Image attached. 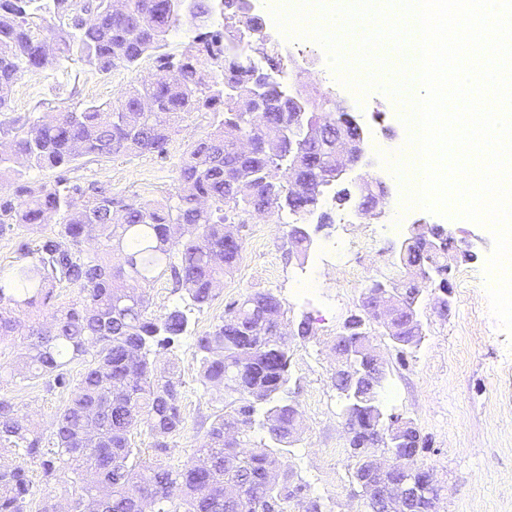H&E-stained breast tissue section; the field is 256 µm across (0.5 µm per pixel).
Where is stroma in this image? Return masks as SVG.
<instances>
[{"mask_svg": "<svg viewBox=\"0 0 512 512\" xmlns=\"http://www.w3.org/2000/svg\"><path fill=\"white\" fill-rule=\"evenodd\" d=\"M155 73L153 59L145 58L135 68L107 73L69 61L26 74L15 87L9 110L0 112V124L41 121L91 102L108 103ZM293 87L342 101L365 131L388 145L390 155L399 153L404 122L396 99L375 90L359 95L327 74L316 83L294 78ZM213 123L212 113H192L163 155L83 157L66 176L73 183L107 184L113 192L145 202L163 200L174 190L183 157ZM316 213L309 226L312 247L299 257L287 254L290 227L279 212L230 216L244 242L237 270L209 305L189 310L187 335L162 362L182 382L184 419L180 434L168 440L165 461L178 467L190 460L220 409L201 387L196 336L213 329L230 301L268 289L281 299L291 323L306 318L312 327L308 339L289 342L291 397L301 411L303 434L281 461L323 498L330 512H360V501L351 496L344 403L332 385V346L345 320L358 311L368 281L400 277L397 251L404 235L392 232L386 219L361 216L351 203L324 199ZM452 228L456 243H473L477 257L453 266L449 313L440 311L434 289L424 290L418 311L425 339L419 349L403 355L386 338H378L387 363L381 401L386 413L412 419L427 438L421 456L445 488L440 512H512V335L488 311L486 267L493 237L487 226L464 218L454 219ZM336 240L354 246L350 270L316 264L320 248ZM0 393L45 425L70 396L66 389L46 391L37 379L16 380Z\"/></svg>", "mask_w": 512, "mask_h": 512, "instance_id": "obj_1", "label": "stroma"}]
</instances>
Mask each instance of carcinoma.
<instances>
[{
  "label": "carcinoma",
  "instance_id": "1",
  "mask_svg": "<svg viewBox=\"0 0 512 512\" xmlns=\"http://www.w3.org/2000/svg\"><path fill=\"white\" fill-rule=\"evenodd\" d=\"M122 2L119 12L117 0H0V112L10 107L24 73L63 58L101 71L129 68L144 57L157 64L154 79L113 102L14 128L10 153L0 152V233L17 225L38 234L34 246L22 245V261L0 277V341L18 337L25 348L20 363L0 364V388L17 375L39 379L49 391L64 388L67 366L85 364L48 435L0 395V451L18 458L0 462V512H27L34 494L30 463L40 465L47 483L63 479L71 512H140L144 499L153 512H267L268 496L275 512H290L299 497L304 512H328L320 496L282 468L280 456L300 441L301 412L288 396L286 310L270 290L234 301L213 330L197 337L201 383L205 392H216L222 413L196 456L177 469L160 459L147 464L134 434L147 428L158 456L184 425L180 384L157 363L187 332L188 318L177 307L152 314L146 287L167 273L192 305L209 304L244 249L226 243L233 235L224 224L228 214L286 209L294 223L303 221L307 198L298 186L336 139L353 132L344 113L327 112L322 143L288 153L279 127L295 113L276 78L278 64L269 63L265 108L243 112L237 97L245 71L227 60L229 34L200 32L176 56L166 51V36L180 25L182 0ZM192 112L213 113L215 128L191 146L164 202L144 203L108 185H71L64 178L33 186L14 167L20 160L53 170L80 157L162 155ZM260 138L262 151H241L242 142ZM50 224L53 230L44 233ZM436 234L438 226L428 225L399 257L404 278L459 253L443 236L439 252L427 250L423 236ZM61 282L78 290L70 304H55ZM399 328L400 353L420 346L423 337L404 322ZM334 387L353 431L348 448L361 461L351 480L377 485L382 478L370 471L368 458L383 412L356 402L345 378H335ZM227 430L237 437L224 439ZM257 431L269 441L255 439ZM232 487L238 492L233 503L224 499ZM441 498L439 490L421 497L412 512H437Z\"/></svg>",
  "mask_w": 512,
  "mask_h": 512
}]
</instances>
